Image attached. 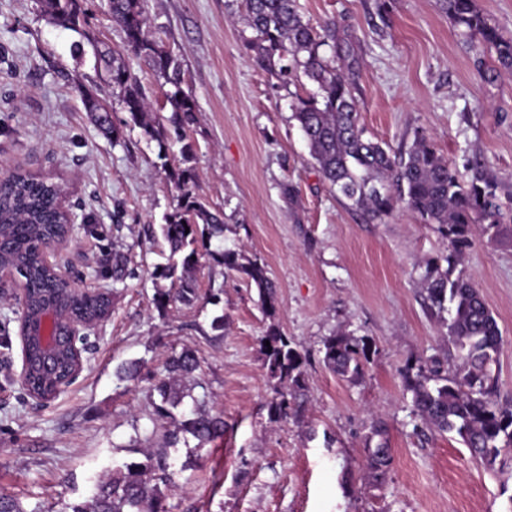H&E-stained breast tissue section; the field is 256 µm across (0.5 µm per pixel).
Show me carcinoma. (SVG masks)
<instances>
[{"label": "carcinoma", "mask_w": 512, "mask_h": 512, "mask_svg": "<svg viewBox=\"0 0 512 512\" xmlns=\"http://www.w3.org/2000/svg\"><path fill=\"white\" fill-rule=\"evenodd\" d=\"M87 0H42V10L54 25L74 31L86 43L75 46L78 56L89 45L95 59L104 65L106 82L118 92L122 109L146 136L164 143L168 128L184 142V161L191 159L186 130L195 122L197 106L183 89L179 57L148 33L145 0H109L113 24L123 33V51L148 63L170 105L169 125L151 118L145 91L131 78L121 53L91 38L86 31ZM441 9L468 38L471 51L481 58L487 53L503 67H512V37L505 35L476 0H439ZM247 27L252 36L243 38V48L259 69L287 85L302 77L315 86L297 94L291 103L292 119L301 129L311 158L323 181L348 208L371 220H381L399 209L410 210L441 237L445 251L427 262L422 277L430 310L446 329L449 351L444 362L433 359L410 365L404 373L419 420L440 432L454 433L473 458L493 465L503 448L512 447V405L495 400L498 379L492 371L501 349L502 334L470 275L460 268L464 250L475 230L492 237L512 223V194L502 190L496 176L478 161L465 164L468 178L446 159L425 135L417 136L411 148L395 151L367 136L360 122L353 93L354 52L351 41L334 21L313 25L304 19L297 0H244ZM85 112L107 137L118 134L112 122V106L96 86L79 89ZM175 191L176 206L160 225L168 246L167 263L156 267L154 300L164 309L190 292L193 274L205 260L228 271L244 274L254 285L269 316L276 312V286L264 264L236 251L213 250L208 245L224 235V218L211 211L196 193L192 169H164ZM63 187L51 179L16 172L0 183V263L17 270L27 288L32 316L46 305L56 306L79 320L107 313L102 296L89 298L75 308L69 288L75 282L60 278L40 254L48 239L69 232L60 208ZM171 280L170 287L160 284ZM263 341L264 364L274 381L271 410L288 417V395L304 380L306 357L292 346L279 326H268ZM377 348L365 337L337 333L323 343L322 362L336 375L357 381ZM36 351H30L27 380L44 394L56 379L41 371ZM138 360L122 363L116 375L122 380L139 378ZM200 369L198 358L187 349L172 353L165 375L152 386V420L161 423L163 447L142 451L143 459L124 462L112 475L97 482L92 500L70 506L71 512H168L164 490L176 484L180 470L165 452L189 434L205 445L224 436V418L211 413L195 399L189 413H175L191 396L187 382Z\"/></svg>", "instance_id": "carcinoma-1"}]
</instances>
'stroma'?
Wrapping results in <instances>:
<instances>
[{
  "mask_svg": "<svg viewBox=\"0 0 512 512\" xmlns=\"http://www.w3.org/2000/svg\"><path fill=\"white\" fill-rule=\"evenodd\" d=\"M242 0H147L150 34L178 54L197 105L188 132L199 194L224 214L212 249L263 263L276 313L255 287L218 265L199 267L189 302L159 310L153 272L173 189L157 142L140 128L107 139L83 108L98 82L79 34L51 24L40 0H0V173L22 169L66 186L72 243L49 257L80 287L109 288L112 313L92 332L76 380L47 403L24 391L15 288L0 284V495L25 512H66L97 479L138 459L153 424V378L172 352L194 351V396L224 416V439L178 446L185 469L169 512H512V448L493 466L452 434L424 427L402 374L441 355L444 329L425 300L427 261L444 245L408 210L373 223L330 192L292 120L291 94L241 47ZM312 23L350 35L355 97L369 135L409 149L425 134L456 163L479 157L512 190V69L477 63L438 0H298ZM296 190L288 203L285 186ZM463 266L494 313L501 400H512V236L478 234ZM223 317V330L211 327ZM307 358L287 418L270 410L260 348L270 323ZM367 337L378 353L349 382L322 362L324 340ZM146 375L119 380L121 363ZM391 465L370 475L373 448Z\"/></svg>",
  "mask_w": 512,
  "mask_h": 512,
  "instance_id": "35a3bbf8",
  "label": "stroma"
}]
</instances>
